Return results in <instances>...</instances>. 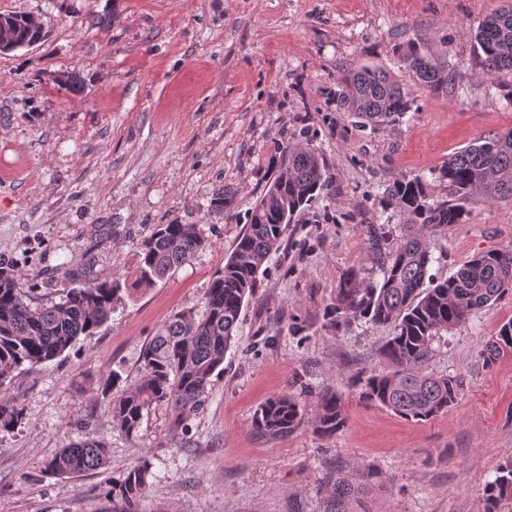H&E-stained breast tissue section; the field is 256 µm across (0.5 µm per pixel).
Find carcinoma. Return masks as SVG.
Returning a JSON list of instances; mask_svg holds the SVG:
<instances>
[{"instance_id":"cac0c4a2","label":"carcinoma","mask_w":512,"mask_h":512,"mask_svg":"<svg viewBox=\"0 0 512 512\" xmlns=\"http://www.w3.org/2000/svg\"><path fill=\"white\" fill-rule=\"evenodd\" d=\"M11 29L22 43L46 40L25 14H13ZM476 60L488 76L512 74V3L486 16L474 35ZM405 61L427 86L448 88L449 70L432 62L415 46ZM336 105L375 127L401 118L407 93L380 69H352L336 90ZM286 171L266 185L249 215L224 268L207 289L203 312H179L165 320L140 356V376L130 388H119L114 372L103 383L112 426L136 440L145 417L160 407L167 411L169 439L190 444L188 420L203 409L215 372L222 371L224 354L237 336L243 307L259 288L260 271L278 251L296 218L317 192L328 188L321 154L310 147L290 148ZM448 183V199L428 203V184L421 178H399L386 192L387 208L407 217L401 235L393 237L385 224L363 225L365 250L375 267L366 276L349 269L323 312L324 331L336 333L364 322L392 324L395 333L380 348L387 365L382 372L361 371L353 380L359 398L414 421L428 420L455 406L464 392V380L453 374L424 371L433 345L444 333L472 314L499 300L512 288V249L475 255L453 275L438 279L429 273L433 261L428 238L467 220L474 200H512V131L489 135L455 152L439 170ZM208 244L198 224H157L137 247L134 273L97 278L78 284V275L65 265L70 286L59 301H36V289L8 261L0 259V391L16 374L61 357L79 337L93 336L112 314L143 288L165 279ZM512 353V320L503 323L479 352L482 366L492 369ZM315 399L313 413L308 401ZM24 408L13 396L0 394V432L24 424ZM323 437L346 425L341 397L333 390L313 394L307 373L295 376L290 390L261 404L251 426L264 438L277 439L296 432L305 423ZM155 455L146 453L112 483V512H138L151 486ZM110 460L105 442L85 438L49 458L45 471L57 478H74L105 467ZM381 483L377 471L367 468L351 474L335 473L317 489L321 512H373L368 494ZM512 504V461L497 470L484 491L483 512H502Z\"/></svg>"}]
</instances>
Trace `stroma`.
Masks as SVG:
<instances>
[{
	"instance_id": "obj_1",
	"label": "stroma",
	"mask_w": 512,
	"mask_h": 512,
	"mask_svg": "<svg viewBox=\"0 0 512 512\" xmlns=\"http://www.w3.org/2000/svg\"><path fill=\"white\" fill-rule=\"evenodd\" d=\"M502 0H0L47 31L37 46L0 54V257L56 300L62 265L93 276L129 274L136 246L157 224H198L211 244L155 287L137 293L96 335L19 374L11 391L24 424L0 433V512H110L112 483L146 452L157 455L139 512H319L327 474L365 468L385 480L374 512H482V495L512 459V354L485 369L479 351L512 319V290L434 343L427 371L460 375L466 390L426 421L366 405L356 372L384 370L392 326L322 330L340 276L365 262L362 225L384 219L387 187L402 177L448 197L438 171L454 152L512 130L502 98L512 76L475 68L471 35ZM417 46L448 65L436 91L404 56ZM385 71L409 92L399 122L358 127L335 93L353 68ZM77 75L80 92L60 88ZM311 143L329 187L272 255L239 337L190 420L192 447L167 438L157 409L139 440L113 428L101 394L119 372L140 374V353L169 316L203 308L204 294L286 147ZM227 194L231 211L214 207ZM512 248V201L472 204L466 223L431 235V274L445 278L478 253ZM306 328L290 335L292 318ZM314 391L342 397L347 424L319 437L302 426L269 440L254 411L299 372ZM92 435L108 467L71 479L44 464Z\"/></svg>"
}]
</instances>
